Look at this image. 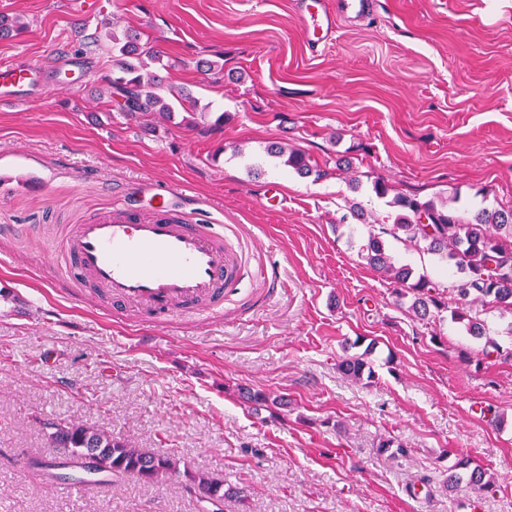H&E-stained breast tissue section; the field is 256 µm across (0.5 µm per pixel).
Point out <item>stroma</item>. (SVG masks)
Returning <instances> with one entry per match:
<instances>
[{"label":"stroma","instance_id":"1","mask_svg":"<svg viewBox=\"0 0 512 512\" xmlns=\"http://www.w3.org/2000/svg\"><path fill=\"white\" fill-rule=\"evenodd\" d=\"M21 34L0 60L60 48L92 61L82 84L0 107V450L48 451L40 424L62 418L248 486L224 512H512V314L484 315L476 339L444 311L419 320L362 257L379 237L401 265L447 286L435 256L397 237L394 193L462 207H512V0H376L338 20L335 42L305 45L293 0H101L85 17L67 0H0ZM133 28L161 55L162 94L194 114L128 121L111 106L112 56L92 34ZM218 64L211 76L199 58ZM309 154L329 177L302 178L268 142ZM348 156L350 173L335 175ZM41 178L47 189L26 183ZM149 183L176 189L188 219L223 228L244 255L242 295L199 320L144 322L87 306L50 264L68 228L130 201ZM281 188L279 208L262 200ZM273 266L278 289L247 295ZM500 352L478 360L483 347ZM367 354L357 382L337 368ZM247 385L286 396L258 419ZM395 437L410 450L379 447ZM464 454L497 484L447 490ZM198 512L181 485L134 477L58 495L52 479L0 462V512Z\"/></svg>","mask_w":512,"mask_h":512}]
</instances>
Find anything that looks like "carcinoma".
Wrapping results in <instances>:
<instances>
[{"instance_id":"cac0c4a2","label":"carcinoma","mask_w":512,"mask_h":512,"mask_svg":"<svg viewBox=\"0 0 512 512\" xmlns=\"http://www.w3.org/2000/svg\"><path fill=\"white\" fill-rule=\"evenodd\" d=\"M112 50L118 52L119 59L118 74L107 78L110 101L131 118L151 113L171 117V105L158 93L157 76L143 74L147 61L160 59L158 51L142 42L133 30L121 38L112 36ZM288 166L302 177L330 175L302 152L290 153ZM391 205L399 208L394 229L402 232L407 241L423 245L427 252L455 268L456 280L449 285L455 303L451 316L470 336H484L481 314L485 306L512 311V208L482 207L460 212L444 203L403 196L394 197ZM364 259L392 280L398 301L409 300V308L419 319L427 320L434 312L448 308L440 285L424 274H415L406 265L392 263L380 238H369ZM338 368L355 381L375 375L372 364L361 356L343 358ZM240 397L257 409L270 410L280 405L263 390L242 391ZM46 428L50 429L48 447L62 448L72 457L98 458L101 470L113 480L134 476L145 484L176 482L196 494L200 501L216 505L226 498L242 504L249 499L247 487L227 485L222 478L195 470L179 457L154 455L110 433L71 421L48 423ZM446 472L450 488L466 481L486 493L496 492L495 483L485 470L466 456H459Z\"/></svg>"}]
</instances>
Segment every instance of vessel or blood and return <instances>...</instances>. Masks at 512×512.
Masks as SVG:
<instances>
[{
  "label": "vessel or blood",
  "mask_w": 512,
  "mask_h": 512,
  "mask_svg": "<svg viewBox=\"0 0 512 512\" xmlns=\"http://www.w3.org/2000/svg\"><path fill=\"white\" fill-rule=\"evenodd\" d=\"M373 0H295L303 39L311 52L336 38L338 17L363 20ZM83 60L56 53L39 61L0 64V103L30 102V91L63 86L82 76ZM148 209L130 204L73 225L52 264L77 287L98 290L113 306L154 314L206 317L223 311L240 286L243 256L211 224L191 223L175 190L144 186Z\"/></svg>",
  "instance_id": "obj_1"
}]
</instances>
